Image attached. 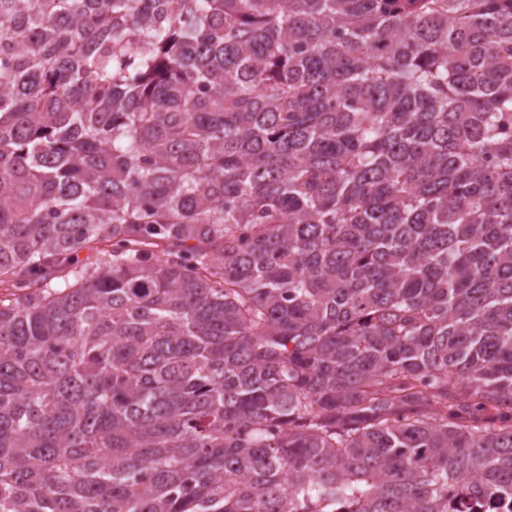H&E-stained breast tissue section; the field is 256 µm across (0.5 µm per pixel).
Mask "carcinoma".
<instances>
[{
	"label": "carcinoma",
	"instance_id": "obj_1",
	"mask_svg": "<svg viewBox=\"0 0 512 512\" xmlns=\"http://www.w3.org/2000/svg\"><path fill=\"white\" fill-rule=\"evenodd\" d=\"M491 499L512 0H0V512Z\"/></svg>",
	"mask_w": 512,
	"mask_h": 512
}]
</instances>
